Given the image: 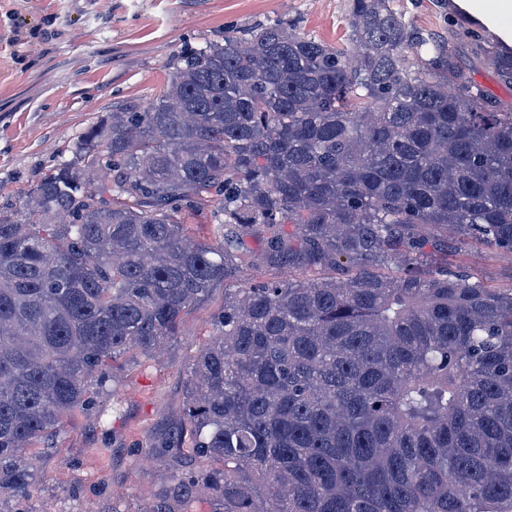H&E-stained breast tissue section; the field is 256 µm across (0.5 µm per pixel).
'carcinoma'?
Returning <instances> with one entry per match:
<instances>
[{"instance_id": "1", "label": "carcinoma", "mask_w": 512, "mask_h": 512, "mask_svg": "<svg viewBox=\"0 0 512 512\" xmlns=\"http://www.w3.org/2000/svg\"><path fill=\"white\" fill-rule=\"evenodd\" d=\"M454 38L391 0H350L343 47L226 29L0 208L1 496L28 495L24 454L130 350L161 353L265 224L288 277L224 289L190 445L161 444L219 467L181 490L214 512H512V288L428 261L434 228L512 257V106ZM487 56L512 84V55ZM206 211L208 243L187 224Z\"/></svg>"}]
</instances>
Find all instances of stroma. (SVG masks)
I'll return each mask as SVG.
<instances>
[{"mask_svg":"<svg viewBox=\"0 0 512 512\" xmlns=\"http://www.w3.org/2000/svg\"><path fill=\"white\" fill-rule=\"evenodd\" d=\"M349 0H0V206L20 204L46 169L71 161L72 144L112 108L147 104L166 83L173 61L224 31L292 22L303 32L340 43L348 30ZM426 37L458 33L459 64L486 97L512 104L503 83L470 32L500 43L498 33L454 0H393ZM264 225L250 227L243 250L252 255L229 279L242 287L282 278L258 261ZM448 260L489 288L512 287V258L478 243L448 244ZM225 287L184 317L163 352L137 351L108 381L96 405L65 418L54 449L27 451L35 485L26 499H7V512H145L180 498L175 473L198 460L160 456L162 438L185 423L190 367L211 339Z\"/></svg>","mask_w":512,"mask_h":512,"instance_id":"1","label":"stroma"}]
</instances>
